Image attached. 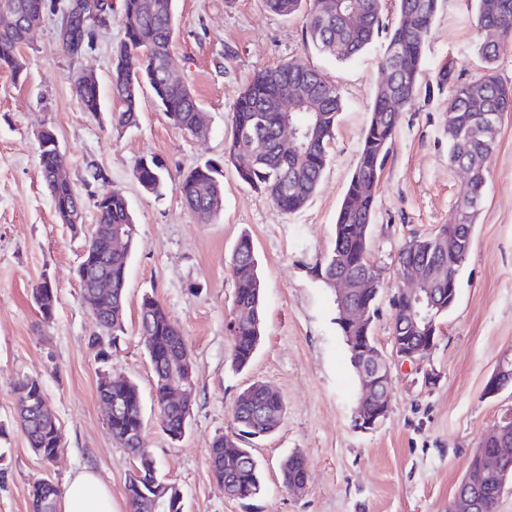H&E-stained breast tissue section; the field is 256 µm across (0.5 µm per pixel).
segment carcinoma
<instances>
[{
	"label": "carcinoma",
	"instance_id": "carcinoma-1",
	"mask_svg": "<svg viewBox=\"0 0 512 512\" xmlns=\"http://www.w3.org/2000/svg\"><path fill=\"white\" fill-rule=\"evenodd\" d=\"M266 9L281 17L303 14L306 38L318 52L338 61H346L372 44L381 30L382 0H264ZM440 0H398L397 18L385 35L382 67L385 81L373 93L366 130L358 159L336 215L333 248L315 266L316 277L329 285L343 270L356 279L378 276L369 261V239L376 213V193L397 132L400 115L417 96L424 71V48ZM176 0H120L119 19L129 29V39L117 48L112 58V92L123 108L112 114L115 127H131L138 117L140 91L147 71H153L169 106L168 118L178 128L191 134L205 133L199 121V102L177 71H168L163 62L170 58L173 40ZM46 0H0V13L8 12L13 21L0 24V67L14 77L25 70L18 50L26 44L32 24L43 20L41 9ZM478 24L485 33L478 53L492 69L504 42L512 39V0H476ZM92 18L76 17L68 39L61 43L63 51L81 42L90 43ZM74 89L86 112L101 110L99 83L74 79ZM342 95L336 84L301 57H292L275 67L261 69L253 75L238 95L231 120V132L224 140L223 163L206 162L180 176L179 192L185 206L202 220H208L223 201V166L234 163L237 154L253 155V165L236 170L242 184L267 194L285 213L299 211L316 191L329 160L328 146L334 139ZM512 110V88L489 73L474 82L456 86L448 100V158L451 164L469 171L467 190L458 210V220L451 225L465 237L474 224L478 206L482 204L486 171L482 161L497 147L502 115ZM297 129L293 140L280 138L283 124ZM65 165V159L48 153L41 172L57 214L83 207V199L75 185L65 176H54V169ZM134 172L148 193L159 195L166 181L163 166L153 159L140 158ZM99 224L134 223L129 205L121 195H112L105 206L96 207ZM449 225L441 226L424 238L415 237L405 244L399 255L397 275L405 267L421 260L438 269L443 276L458 274L460 266H448ZM86 255L79 266L97 269L98 274H112V289L103 297L107 317L99 322L102 335L89 340L97 359L107 360L116 340L125 334L126 286L129 252L111 249L106 235L89 236ZM230 270L235 282L234 307L237 317L230 326L233 336L231 366L243 371L251 364L263 335V283L252 240L243 234L230 257ZM41 317L53 319L57 297L54 289L42 284L32 292ZM139 334L149 355L154 379L155 400L164 431L176 437L183 435V416L191 415V406L177 410L165 405V391L176 381L173 364L180 361L188 345L166 308L156 298L146 295L140 304ZM98 398L120 400L122 409L112 414L109 428L112 438L127 448L135 458L141 477L126 479L125 496L131 512H151V486L164 481L150 451L139 441L143 431L141 393L137 384L126 379L109 383L101 376ZM260 407L273 416L285 414V406L276 393L253 382L238 395L233 408L237 440L229 434L216 436L210 446L209 465L213 476L230 479L236 485L238 498L249 499L262 489V473L247 446L253 437L268 430L265 422L254 415ZM15 423L24 434L29 448L38 457H47L61 449V431L56 418L44 406L42 384L24 378L15 387ZM305 469L304 458L296 453L286 456L280 465L282 484L292 488ZM59 490L38 481L30 493L32 512H54Z\"/></svg>",
	"mask_w": 512,
	"mask_h": 512
}]
</instances>
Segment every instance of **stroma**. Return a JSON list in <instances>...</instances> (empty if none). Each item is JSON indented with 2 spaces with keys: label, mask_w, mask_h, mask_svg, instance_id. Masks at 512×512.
<instances>
[{
  "label": "stroma",
  "mask_w": 512,
  "mask_h": 512,
  "mask_svg": "<svg viewBox=\"0 0 512 512\" xmlns=\"http://www.w3.org/2000/svg\"><path fill=\"white\" fill-rule=\"evenodd\" d=\"M58 16L46 13L21 54L26 72L0 68V512H30L38 480L65 489L71 476L94 472L112 491L114 512H129L126 448L113 440L96 387L109 372L137 383L143 445L162 476L181 489L183 512H448L468 462L503 415L512 389L493 397L484 386L498 361L512 355V112L486 163L483 203L469 257L458 273V298L441 320L433 349L400 361L392 343V298L400 288L397 261L412 238L454 223L466 179L448 163L446 110L454 83L481 77L475 0H442L426 38L419 92L403 112L377 192L369 260L380 272L374 321L378 348L390 367L391 407L377 428L355 426L360 384L336 324L331 289L313 267L332 244L333 226L365 133L371 94L383 80L382 40L338 62L307 50L303 19L270 14L263 0H177L171 45L209 127L197 138L177 128L150 90L140 94L138 122L112 125L120 107L111 90L112 55L124 39L118 19L95 28L80 56L64 52ZM303 55L340 89L344 108L327 168L298 212H281L264 194L224 168L220 211L201 222L183 203L178 180L220 159L231 131L232 106L254 72ZM452 69L440 82L441 66ZM94 71L100 112H85L71 77ZM52 130L70 180L84 198L83 224H61L43 180L37 134ZM157 158L168 170L161 195L134 176L137 159ZM106 179L90 182L91 167ZM120 192L136 224L126 290L125 335L106 362L89 348L100 328L82 298L75 269L97 222L96 194ZM249 234L263 280V339L242 372L231 367L234 280L232 249ZM50 280L56 313L46 321L32 290ZM158 299L185 337L195 370L185 435L171 440L154 408L153 370L138 332L144 295ZM38 378L62 432L61 453L44 465L13 424L14 387ZM263 381L282 397L285 414L270 436L253 442L264 488L258 496L226 497L212 477L208 449L231 432L232 407L249 383ZM300 453L307 487H283L282 459Z\"/></svg>",
  "instance_id": "obj_1"
}]
</instances>
